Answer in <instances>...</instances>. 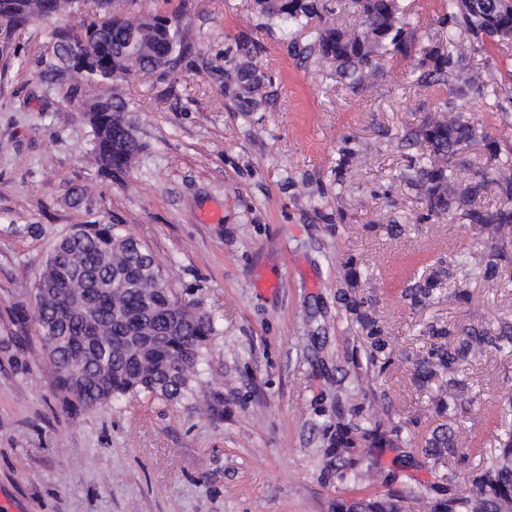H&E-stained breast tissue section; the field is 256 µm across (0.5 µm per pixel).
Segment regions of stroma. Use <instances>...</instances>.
Wrapping results in <instances>:
<instances>
[{
    "label": "stroma",
    "instance_id": "35a3bbf8",
    "mask_svg": "<svg viewBox=\"0 0 512 512\" xmlns=\"http://www.w3.org/2000/svg\"><path fill=\"white\" fill-rule=\"evenodd\" d=\"M417 45L442 32V0H403ZM179 14L200 57L176 79L114 80L144 149L128 171L100 174L80 98L81 76L51 82L41 18L0 34V499L19 512H336L356 498L353 474L376 462L378 494L432 501L474 488L512 433V352L457 359V328L512 324V250L492 279L438 273V259L485 244L462 210L432 214L407 178L422 148L405 134L431 117L447 86H414L412 61L378 54L361 86L305 59L298 35L259 27L253 0H139ZM244 40L273 77L267 103L235 111L218 75L225 47ZM474 70L505 104L474 97L467 117L512 151V44L472 51ZM365 148L362 166L341 165ZM220 219L203 222L204 212ZM76 224H120L147 244L182 302L217 335L199 398L166 404L127 396L70 414L38 365L34 330L15 325L39 261ZM374 320L367 326L355 311ZM369 379L354 396L357 376ZM377 406L385 448H330L338 427ZM456 450L435 454V433Z\"/></svg>",
    "mask_w": 512,
    "mask_h": 512
}]
</instances>
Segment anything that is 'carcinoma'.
<instances>
[{
  "label": "carcinoma",
  "mask_w": 512,
  "mask_h": 512,
  "mask_svg": "<svg viewBox=\"0 0 512 512\" xmlns=\"http://www.w3.org/2000/svg\"><path fill=\"white\" fill-rule=\"evenodd\" d=\"M136 0H96L93 15L82 12L81 0H0V22L12 29L43 17L60 24L49 32L53 56L45 72L56 74L85 59L78 73L85 77L81 100L83 115L92 129V155L102 173H123L143 146L126 118L122 101L102 90L111 76L137 71L162 78L174 75L180 56L194 47L178 15L138 14ZM260 25L276 21L286 33L306 39V50L334 68L337 77L352 86L361 84L382 50L394 56L414 57L417 84L448 85L455 96L444 100L412 133L413 144L429 151L427 161L412 168L408 177L427 200L430 211L444 214L454 205L467 207L471 223L489 244V250L449 260L469 269L493 270L494 258L504 255L512 236V209L488 208L478 202L486 190L512 198V156H500L497 144L479 134L463 117L470 93L499 94L481 76L466 70L448 45L466 32L476 50L489 41L512 39V8L502 0H443V37L417 47L415 27L400 0H352L358 23L351 28L324 27L318 23L327 6L319 0H255ZM138 54L127 52L129 40ZM224 56V91L240 112H255L263 104L260 62L251 47L238 43ZM483 144L492 160L479 180L462 184L454 177L457 152ZM122 224H76L59 237L39 264L30 298L32 315L20 308L16 320H31L41 341L40 365L55 379L62 409L77 413L101 408L128 395L149 396L167 402L193 401L196 384L208 365V350L215 335L211 317L181 302L156 267L127 245ZM459 353L480 359L489 348L512 345V326L491 338L472 328L457 330ZM379 411L363 417L373 428L356 424L336 435V448L355 447L362 439L372 444L377 435ZM405 496L363 500L346 512H404ZM422 512H512V440L502 448L494 466L479 485L447 501L431 504L419 496Z\"/></svg>",
  "instance_id": "carcinoma-1"
}]
</instances>
